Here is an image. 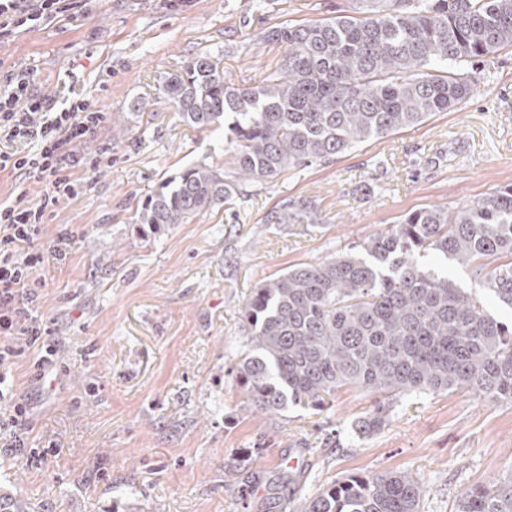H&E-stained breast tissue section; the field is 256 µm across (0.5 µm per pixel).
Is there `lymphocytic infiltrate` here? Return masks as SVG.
I'll list each match as a JSON object with an SVG mask.
<instances>
[{
	"label": "lymphocytic infiltrate",
	"mask_w": 512,
	"mask_h": 512,
	"mask_svg": "<svg viewBox=\"0 0 512 512\" xmlns=\"http://www.w3.org/2000/svg\"><path fill=\"white\" fill-rule=\"evenodd\" d=\"M89 0H0V42L35 29L58 26L72 10ZM103 112L86 95L68 92L62 102L42 96L33 72L8 71L0 86V172L43 184L44 194L33 198L19 191L0 204V455L23 457L28 446L32 408L16 397L10 382L17 359L36 350L33 364L38 381L57 367L58 347L49 342L51 329L39 314V286L34 269L61 252L70 236L44 241L49 207L64 196L79 195L80 182L69 174L75 164L95 170L98 159L78 150L100 129Z\"/></svg>",
	"instance_id": "1"
}]
</instances>
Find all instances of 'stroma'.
I'll return each instance as SVG.
<instances>
[{
    "label": "stroma",
    "mask_w": 512,
    "mask_h": 512,
    "mask_svg": "<svg viewBox=\"0 0 512 512\" xmlns=\"http://www.w3.org/2000/svg\"><path fill=\"white\" fill-rule=\"evenodd\" d=\"M360 0H92L61 26L0 45V70L36 72L58 99L87 95L106 115L85 152H101L79 196L49 208L46 238L71 233L62 259L33 271L39 309L59 338L49 391L35 351L13 369L32 402L40 460L0 459V494L17 512H287L355 473L402 471L421 486L419 512H459L467 491L512 477V403L461 388L404 396L366 438L352 426L370 393L336 392L317 412L249 405L234 368L247 350L240 311L261 280L316 263L388 231L414 210L473 204L512 184V50L474 66V93L450 112L357 145L330 161L246 183L216 209L150 234L138 206L186 168L236 171L223 130L184 124L162 84L201 52L227 84L259 85L283 45L270 28L354 13ZM291 204L303 218L276 224ZM424 265L503 322L512 310L474 266L431 253ZM56 450H47L48 442Z\"/></svg>",
    "instance_id": "obj_1"
}]
</instances>
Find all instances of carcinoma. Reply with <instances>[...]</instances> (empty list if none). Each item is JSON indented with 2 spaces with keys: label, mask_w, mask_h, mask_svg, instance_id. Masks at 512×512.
<instances>
[{
  "label": "carcinoma",
  "mask_w": 512,
  "mask_h": 512,
  "mask_svg": "<svg viewBox=\"0 0 512 512\" xmlns=\"http://www.w3.org/2000/svg\"><path fill=\"white\" fill-rule=\"evenodd\" d=\"M363 3L358 15L268 31L287 54L260 86L226 84L218 62L199 53L162 93L192 128L232 115L233 163L264 183L452 111L473 94L465 69L512 48V0ZM238 192L217 170L191 166L143 201L141 223L153 234L187 224ZM430 252L475 265L512 309V185L473 205L423 207L346 253L259 283L241 310L249 348L235 381L248 403L322 411L337 389L360 388L377 396L355 424L365 436L390 421L399 394L464 387L486 402H512V324L425 268L420 258ZM419 497L401 472L356 473L289 512H418ZM460 512H512V479L475 487Z\"/></svg>",
  "instance_id": "1"
}]
</instances>
